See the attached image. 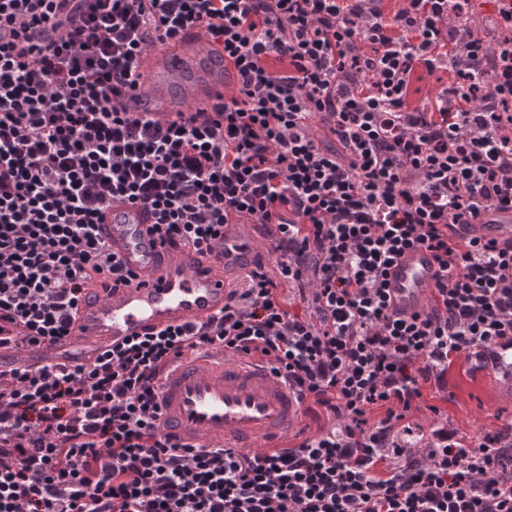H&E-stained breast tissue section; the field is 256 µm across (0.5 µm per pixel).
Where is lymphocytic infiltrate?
I'll return each mask as SVG.
<instances>
[{
	"mask_svg": "<svg viewBox=\"0 0 512 512\" xmlns=\"http://www.w3.org/2000/svg\"><path fill=\"white\" fill-rule=\"evenodd\" d=\"M385 2L0 0V349L68 336L89 280L132 282L96 231L112 202L173 246L255 224L279 256L205 323L0 369V512H512V423L418 448L407 421L454 358L512 367V241L457 230L512 210V0L478 34L474 0ZM195 27L237 92L213 119L129 118L155 41ZM416 246L439 274L403 318L387 274ZM212 351L267 361L327 427L254 454L163 433L160 375Z\"/></svg>",
	"mask_w": 512,
	"mask_h": 512,
	"instance_id": "obj_1",
	"label": "lymphocytic infiltrate"
}]
</instances>
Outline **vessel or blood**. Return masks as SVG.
Here are the masks:
<instances>
[{
    "instance_id": "vessel-or-blood-1",
    "label": "vessel or blood",
    "mask_w": 512,
    "mask_h": 512,
    "mask_svg": "<svg viewBox=\"0 0 512 512\" xmlns=\"http://www.w3.org/2000/svg\"><path fill=\"white\" fill-rule=\"evenodd\" d=\"M237 87L204 32L194 29L151 49L136 86L122 103L133 118L168 124L195 114L214 116ZM150 210L119 202L108 207L100 237L130 271L129 284L90 283L68 337L0 350V364L38 369L95 359L106 350L168 326L206 321L224 306L232 276L256 267L264 245L254 225L231 224L213 253L163 243ZM467 236L512 239V211L495 223L465 227ZM439 267L424 248L404 252L389 271L391 304L403 315L424 311ZM161 425L195 446L221 444L255 452L279 447L298 426L303 404L270 366L240 356H202L173 365L160 388Z\"/></svg>"
}]
</instances>
